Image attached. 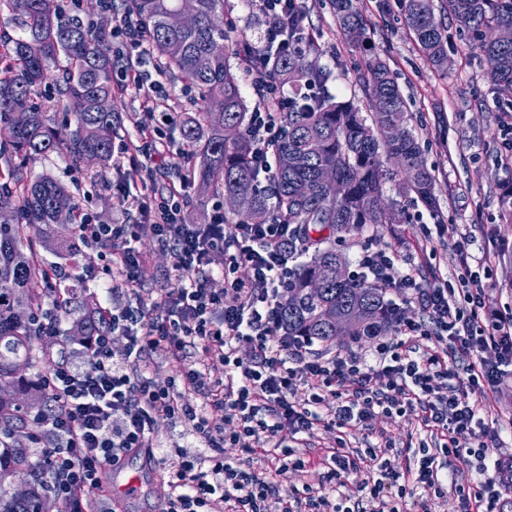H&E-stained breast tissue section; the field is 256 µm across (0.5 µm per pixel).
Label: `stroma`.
<instances>
[{
  "label": "stroma",
  "instance_id": "35a3bbf8",
  "mask_svg": "<svg viewBox=\"0 0 512 512\" xmlns=\"http://www.w3.org/2000/svg\"><path fill=\"white\" fill-rule=\"evenodd\" d=\"M305 5V24L314 37L319 63L327 72V87L333 95L353 102L360 111H368L356 69L374 51L389 62L408 101L406 126L417 137L439 188L438 208L433 211L411 202L398 183H387L386 198L405 211L406 222L371 226L362 234L339 238L337 250L352 260L362 250L387 246L421 269L426 278L444 277L454 286L464 273L456 245L466 235L472 241L469 251L473 256H481L486 247L495 252L486 281L487 309L500 311L512 305V224L503 223L500 217L501 196L512 186V170L504 165L505 141L512 137V108L499 102L475 41L460 32L445 12H438L448 34V70L440 73L411 39L398 0H356L371 37L368 44L359 47L341 34L329 0H305ZM224 29L232 41L257 42L261 25L248 0H224ZM143 119L139 95L131 90L119 94L112 158L103 172L73 164L61 154L34 159L28 168L67 184L76 200L86 205L100 223L122 221L127 207L124 194L159 191L180 178L177 170L159 165L153 170L154 181L127 184L128 146L136 142ZM137 248L143 261L132 293L114 289L104 274L85 277L82 268L74 267L68 256L44 253L46 263L61 266L69 279L81 284L69 315L61 319L62 333H69L71 314L80 312L90 297L107 310L125 307L139 297L157 302L156 314L164 316L159 301L174 279L176 259L166 244L148 235L139 240ZM492 416L501 423L500 443L490 449L485 464L487 476L497 478L502 466L512 462L510 377L501 381L494 394ZM336 437V432L322 429L300 443L294 453L308 466L305 471L291 470L279 476L280 493L293 492L305 484L322 485L321 459L327 448L335 446ZM346 442L353 450L392 443L390 458L402 466L420 445L431 446L435 440L421 431L416 415L409 413L402 417L376 415L367 429L350 434ZM153 443L159 472L146 478L140 496L125 501L122 512H157L166 494L162 469L182 452L202 457L213 453L191 425L162 416L153 423Z\"/></svg>",
  "mask_w": 512,
  "mask_h": 512
}]
</instances>
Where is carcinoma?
Listing matches in <instances>:
<instances>
[{
  "label": "carcinoma",
  "mask_w": 512,
  "mask_h": 512,
  "mask_svg": "<svg viewBox=\"0 0 512 512\" xmlns=\"http://www.w3.org/2000/svg\"><path fill=\"white\" fill-rule=\"evenodd\" d=\"M123 15L143 30L160 68L173 72L196 96V109L179 124L184 147L182 177L196 186L199 199L210 194L232 196L230 224H262L275 216L296 224L307 240L311 260L296 266L292 298L281 312V326L290 336H305L330 345L338 336L361 342L394 331L396 309L385 289L355 275L338 282L329 271L345 263L331 244L338 234L359 232L369 224H401L404 212L385 204L384 161L396 160L393 175L401 176L405 194L437 208L436 178L413 134L405 129L397 141L383 132L403 125L407 103L386 61L374 56L358 73L371 112L366 118L348 101H337L323 90L324 68L301 53L290 54L272 69L274 79L288 84L292 104L278 113L280 137L270 181L257 177L252 145L245 133L248 106L242 98L228 54L241 57L247 46L229 49L224 31V0H195L198 21L190 28L169 24L181 0H122ZM404 22L424 58L436 70L448 67V40L435 17L434 0H399ZM343 36L353 44L367 39L365 24L353 0H330ZM461 30L477 41L488 65L489 78L503 103L512 106V42L487 38L495 27L512 26V0H443L441 5ZM22 20L23 32L0 43V126L11 137L0 141V216L18 215L17 222H0V512H32L51 492L45 473L32 463L18 429L26 427L15 394L19 373L36 368L35 348L43 331L34 314L51 294L52 265L38 257L31 240L42 248L72 254L75 250L77 202L60 180L31 175L27 162L62 153L81 163L104 165L112 157L116 89L113 82L111 32L90 29L64 11L59 0H0V13ZM58 71L56 85L69 124L60 127L53 116L32 103L50 67ZM312 87L314 96L303 89ZM238 136L224 139V124ZM333 167L340 183L330 193L318 182L319 170ZM305 184L300 198L295 186ZM70 227L67 238L55 233ZM365 309L351 319L349 310ZM90 306L73 328L96 335L100 319ZM30 409H48L50 398L38 387L27 390ZM20 477L23 495L8 482Z\"/></svg>",
  "instance_id": "carcinoma-1"
}]
</instances>
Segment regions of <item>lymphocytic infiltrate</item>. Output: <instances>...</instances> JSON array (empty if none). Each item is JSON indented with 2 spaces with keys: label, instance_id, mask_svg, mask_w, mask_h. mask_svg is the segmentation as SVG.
Here are the masks:
<instances>
[{
  "label": "lymphocytic infiltrate",
  "instance_id": "obj_1",
  "mask_svg": "<svg viewBox=\"0 0 512 512\" xmlns=\"http://www.w3.org/2000/svg\"><path fill=\"white\" fill-rule=\"evenodd\" d=\"M264 18L259 42L251 46L244 68L257 103L246 133L257 171L271 177L279 137L277 113L291 98L271 81L270 63L293 44L289 28H302L300 0H250ZM126 49L127 61L114 73L118 90H134L144 102L146 123L134 150L151 158L156 135L151 120L169 93L147 68V49L140 28L120 19L112 31ZM183 184L167 193L134 199L139 219L131 224H102L86 212L77 215L76 236L89 246H107L114 254L105 273L134 287L140 264L136 247L143 234L171 244L178 275L163 301L166 318L154 305L113 314L110 327L90 337L83 361H76L67 339L41 385L53 400L52 411L34 416L32 443L37 462L53 476V490L66 512H84L90 490L123 454L153 445L152 423L164 415L192 425L217 455L199 458L179 454L167 470L169 493L162 512H295L292 499L278 493L276 478L287 468L304 469L290 442L320 429L340 436L368 426L380 413L416 411L422 428L440 437L438 453L421 449L416 465L398 467L387 457L388 446L353 453L344 445L323 458L328 486H304L307 512H408V500L421 487L448 483L443 457L462 460L474 472V485L459 487L460 512H507L499 481L486 477L485 460L495 433L485 421L490 393L512 375V312L489 322L479 316L485 306L481 276L468 272L459 288L424 286L413 268L382 248L356 260L361 276L388 290L417 300L426 318H397L398 341L377 340L367 353H312L300 336L280 329V311L288 297L294 262L304 246L296 227L272 219L264 224H228L216 209L204 224L183 221ZM247 268V278L237 275ZM224 281L223 293L211 292V276ZM125 341L114 350L115 338ZM199 342L206 359L224 368L222 379L209 381L196 365L180 361L187 345ZM249 346L250 361L238 355ZM177 357L175 382L161 387L138 374L145 351ZM202 393L205 406L185 399L184 390ZM336 405L324 410L326 397ZM474 440L457 447L458 437ZM240 449L242 459L221 455L224 446ZM368 472L369 480L356 476Z\"/></svg>",
  "mask_w": 512,
  "mask_h": 512
}]
</instances>
